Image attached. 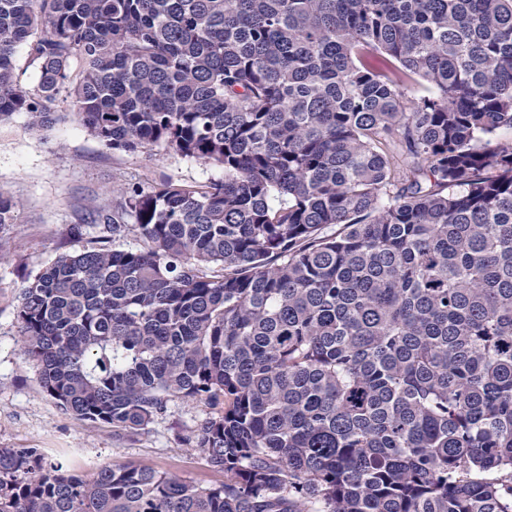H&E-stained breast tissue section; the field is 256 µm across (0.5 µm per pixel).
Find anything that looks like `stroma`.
<instances>
[{
	"instance_id": "1",
	"label": "stroma",
	"mask_w": 512,
	"mask_h": 512,
	"mask_svg": "<svg viewBox=\"0 0 512 512\" xmlns=\"http://www.w3.org/2000/svg\"><path fill=\"white\" fill-rule=\"evenodd\" d=\"M53 110L59 119L48 129L32 127L24 112L0 123V190L21 202L0 236V448L38 449L49 463L86 479L109 463L152 468L187 483H221L223 473L184 442L206 406L178 402L145 430L115 431L64 414L19 355L21 290L59 255L94 247L95 225H84L79 236L72 232L89 210L122 185L172 180L197 187L223 176L218 167L158 147L129 152L105 146L73 117L67 91H60Z\"/></svg>"
}]
</instances>
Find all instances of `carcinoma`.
<instances>
[{"label": "carcinoma", "instance_id": "cac0c4a2", "mask_svg": "<svg viewBox=\"0 0 512 512\" xmlns=\"http://www.w3.org/2000/svg\"><path fill=\"white\" fill-rule=\"evenodd\" d=\"M65 85L224 179L112 190L19 352L93 425L210 405L185 441L225 480L0 448V512H512V0H0V122Z\"/></svg>", "mask_w": 512, "mask_h": 512}]
</instances>
